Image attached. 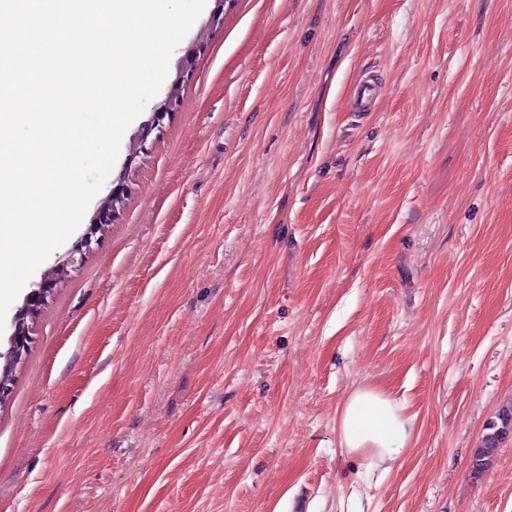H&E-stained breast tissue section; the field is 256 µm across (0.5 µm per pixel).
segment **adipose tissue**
I'll return each mask as SVG.
<instances>
[{"mask_svg":"<svg viewBox=\"0 0 512 512\" xmlns=\"http://www.w3.org/2000/svg\"><path fill=\"white\" fill-rule=\"evenodd\" d=\"M341 451L357 459L366 474L387 475L414 431V421L390 394L372 388L354 390L338 412Z\"/></svg>","mask_w":512,"mask_h":512,"instance_id":"obj_1","label":"adipose tissue"}]
</instances>
